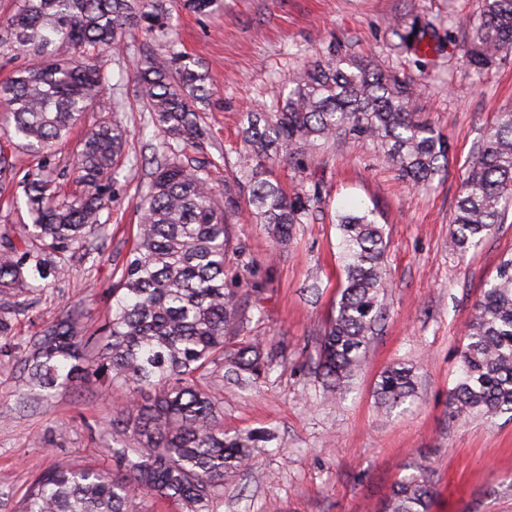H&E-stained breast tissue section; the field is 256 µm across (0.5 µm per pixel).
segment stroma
I'll return each mask as SVG.
<instances>
[{
    "instance_id": "35a3bbf8",
    "label": "stroma",
    "mask_w": 512,
    "mask_h": 512,
    "mask_svg": "<svg viewBox=\"0 0 512 512\" xmlns=\"http://www.w3.org/2000/svg\"><path fill=\"white\" fill-rule=\"evenodd\" d=\"M481 0H224L205 14L173 12L178 48L209 75L210 136L187 159L209 157L216 186L232 179L243 113L287 96L290 73L337 55L363 60L410 81L413 107L448 138V169L414 188L389 169L373 145L346 142L316 151L306 169H278L286 188L303 181L324 187L326 204L293 240L276 246L248 213L231 216L232 233L260 260V290L242 307L236 341L252 340L272 363L249 392L217 387L224 429L234 434L273 429L277 438L253 467L224 481L216 512H378L415 458L435 471L432 512H512V421L448 414L458 351L482 291L512 256V213L482 245L458 257L448 238L462 181L497 113L512 110V51L481 75L469 74L462 43L415 55L397 49L393 25L476 16ZM122 75L124 103L114 121L127 128L126 152L150 156L156 140L137 95L129 56L105 58ZM39 158L16 154L13 182L0 203V232L29 223L23 186ZM149 168L123 166L104 224L69 257L70 271L16 302L0 301V512L19 500L42 472L90 465L115 472L114 448L126 442L112 421L121 411L106 378L86 374L51 394L23 385L24 361L42 331L69 317L80 338L100 333L112 314V286L133 244L138 191ZM370 208L385 226L390 288L381 330L364 353L346 394L329 395L315 373L320 336L336 302L341 274L338 234L330 217L340 208ZM395 363L417 369L412 404L377 408L374 383Z\"/></svg>"
}]
</instances>
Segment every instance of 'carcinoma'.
<instances>
[{"label":"carcinoma","mask_w":512,"mask_h":512,"mask_svg":"<svg viewBox=\"0 0 512 512\" xmlns=\"http://www.w3.org/2000/svg\"><path fill=\"white\" fill-rule=\"evenodd\" d=\"M168 0H17L0 27V53H22L28 64L0 84V102L12 118V137L30 152L52 156L68 140L92 104L100 112L124 107L106 96L109 76L103 49L122 54L134 29L164 53L146 48L135 60L138 96L163 136L155 151L146 191L136 203L140 224L130 256L112 288V317L93 369L131 397L136 414L121 419L132 446L114 456L120 477L90 467L49 470L19 501L17 512H133L144 495L168 498L179 512H214L224 476L254 465L273 438L269 431L230 435L210 388V367L222 362L240 384L261 378L267 363L253 342L229 347L240 323L254 259L234 243L229 217L246 203L256 224L274 241L287 243L298 224L322 209V186L300 183L286 192L273 174L277 164L303 168L321 145L364 140L416 187L448 167V138L413 111L412 85L364 61L331 55L289 78L288 96L252 108L243 116L234 179L224 199L209 164L190 165L182 148L204 139L201 113L212 92L207 74L193 68L177 48ZM467 24L465 60L480 72L512 50V0H481ZM399 46L424 49L425 27L396 24ZM126 129L105 117L81 139L73 171L82 193L62 199L55 170L45 166L24 187L31 223L0 236V297L39 288L66 273L62 259L80 248L88 230L101 223L124 159ZM512 208V111L498 113L475 163L463 181L449 247L459 255L482 243ZM345 282L321 337L317 372L325 391H343L362 366V355L383 320L387 241L374 211L338 210ZM237 254V265L229 256ZM467 343L460 353L448 411L454 419L512 415V257L474 306ZM25 364L26 384L55 390L88 369L70 325L60 321L38 342ZM414 367L395 364L375 383L377 407L392 410L416 393ZM434 471L423 460L407 466L380 512H431Z\"/></svg>","instance_id":"obj_1"}]
</instances>
